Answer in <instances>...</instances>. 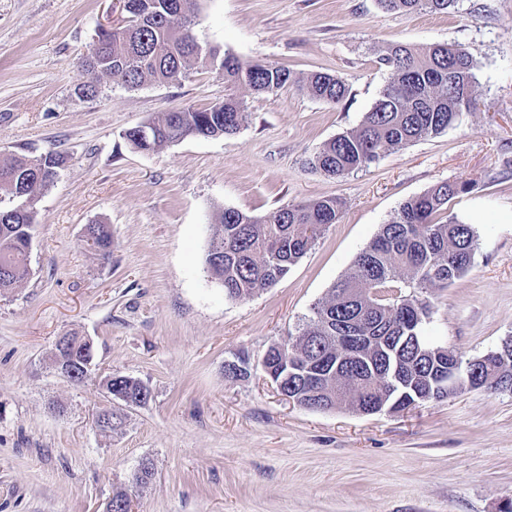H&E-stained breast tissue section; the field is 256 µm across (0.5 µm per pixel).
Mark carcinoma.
<instances>
[{
    "instance_id": "1",
    "label": "carcinoma",
    "mask_w": 512,
    "mask_h": 512,
    "mask_svg": "<svg viewBox=\"0 0 512 512\" xmlns=\"http://www.w3.org/2000/svg\"><path fill=\"white\" fill-rule=\"evenodd\" d=\"M125 25L83 59L89 80L75 89L83 99L98 94L101 79L109 78L137 89L146 84L174 81L194 65L207 66L224 77V102L204 110L191 107L158 113L125 132L134 149L154 151L189 136L220 137L237 133L247 120L238 92L273 94L298 85L330 105L343 100L347 88L337 76L314 72L302 79L270 64L244 62L208 48L193 34L188 0H123ZM387 11L446 13L455 0H378ZM379 64L389 79L361 124L336 135L309 159L311 167L333 178L363 170L384 153L436 137L458 123L475 104L477 64L459 44L425 48L393 44L381 51ZM148 134H143V129ZM66 157L49 151L36 158L14 156L0 163V293L19 287L30 275L29 255L38 224L37 203L58 177ZM467 190L464 183L438 182L405 201L396 215L382 225L372 241L356 256L349 273L338 280L328 296L314 307V316L295 341L271 347L279 361L299 354L304 361H328L336 373L323 379L322 394L313 387L295 386L299 402L314 401L334 408L351 393L367 405L378 406L406 371L416 377V388L435 400L447 399L460 389L478 388L487 367L475 359L459 364L455 386L434 388L448 372V361L458 358L445 348L431 347L421 325L431 313L423 293L446 287L471 267L476 247L472 225L448 216V204ZM341 202L335 197L278 207L262 218L234 208L222 209L218 229L205 264L218 279L225 296L245 300L276 284L312 248L326 227L338 222ZM95 236L96 251L112 253V231L107 224L87 225ZM411 292H405V289ZM65 358L75 370L90 357V347L70 335Z\"/></svg>"
}]
</instances>
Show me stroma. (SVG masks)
<instances>
[{
    "instance_id": "1",
    "label": "stroma",
    "mask_w": 512,
    "mask_h": 512,
    "mask_svg": "<svg viewBox=\"0 0 512 512\" xmlns=\"http://www.w3.org/2000/svg\"><path fill=\"white\" fill-rule=\"evenodd\" d=\"M198 42L297 76L339 75L329 105L288 86L243 94L234 135L134 150L127 129L155 113L224 99L217 70L131 90L102 79L79 99L98 28L119 0H0V160L59 151L41 196L32 274L0 294V512H103L117 492L135 512H503L512 500V391L471 389L412 409L308 410L263 372L400 205L441 181L469 186L448 206L477 231L470 271L429 289V344L468 361L512 337V0H456L448 13L383 11L377 0H192ZM462 44L478 101L445 133L336 179L310 158L357 127L388 79L392 43ZM335 197L338 223L274 286L232 301L205 255L215 216H264ZM112 230V255L84 241ZM89 337L95 367L75 384L53 367L55 341ZM245 359L230 380L224 363ZM150 399H109L106 376ZM113 408L118 430L94 425ZM153 479L134 483L142 462Z\"/></svg>"
}]
</instances>
